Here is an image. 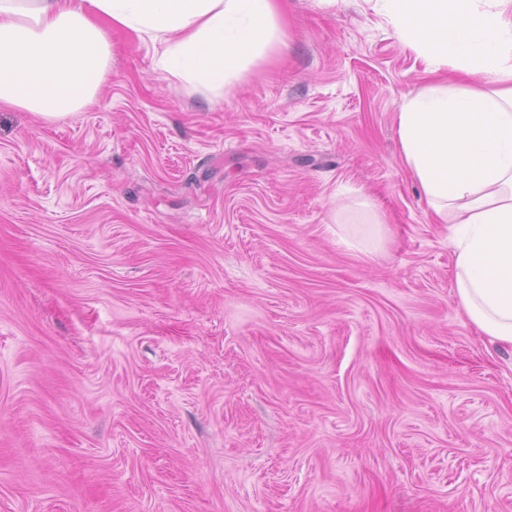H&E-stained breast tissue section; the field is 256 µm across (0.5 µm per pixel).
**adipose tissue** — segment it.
<instances>
[{"label":"adipose tissue","instance_id":"adipose-tissue-1","mask_svg":"<svg viewBox=\"0 0 512 512\" xmlns=\"http://www.w3.org/2000/svg\"><path fill=\"white\" fill-rule=\"evenodd\" d=\"M431 85L397 114L402 161L433 222L448 227L455 296L481 334L512 346V0H380ZM161 44L152 69L206 98L288 47L285 0H0V103L59 116L85 103L112 61L108 29ZM346 245H378L364 200L342 213Z\"/></svg>","mask_w":512,"mask_h":512}]
</instances>
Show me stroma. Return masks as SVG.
<instances>
[{"label":"stroma","mask_w":512,"mask_h":512,"mask_svg":"<svg viewBox=\"0 0 512 512\" xmlns=\"http://www.w3.org/2000/svg\"><path fill=\"white\" fill-rule=\"evenodd\" d=\"M288 45L209 103L116 32L91 103L0 104V512H512V347L401 158L432 78L377 0ZM337 224L354 226L351 236L344 237L346 245L363 254L373 253L378 245V219L375 205L367 200L357 203L355 207L342 213Z\"/></svg>","instance_id":"1"}]
</instances>
